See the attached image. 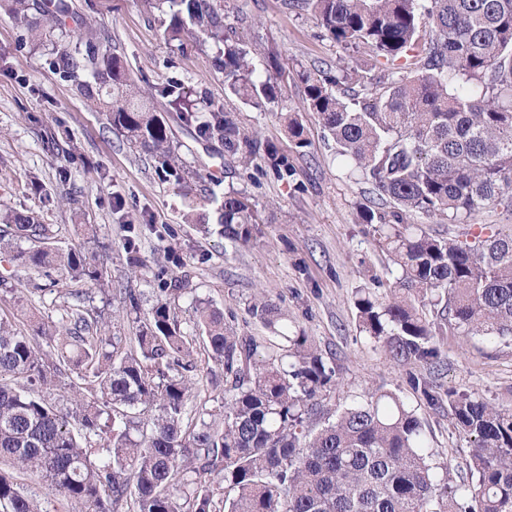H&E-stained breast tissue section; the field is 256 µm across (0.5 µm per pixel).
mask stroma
<instances>
[{
    "label": "stroma",
    "mask_w": 512,
    "mask_h": 512,
    "mask_svg": "<svg viewBox=\"0 0 512 512\" xmlns=\"http://www.w3.org/2000/svg\"><path fill=\"white\" fill-rule=\"evenodd\" d=\"M251 24L240 31L245 42L276 44L278 80L284 98L259 111L224 91V75L215 64L220 48L212 41L179 44L167 41L161 22L169 8L147 0H71L85 23L105 31L114 53L122 56L137 84L182 80L187 98L224 103L237 125L259 134L262 147L287 162L291 177L279 178L267 164L245 168L224 153L215 140L198 137L177 112L166 113L180 153L202 174L193 197H185L174 180L159 175L155 160L132 150L117 136L106 115L83 98L74 82L54 66L62 47H75L73 32L40 40L0 9V208L36 212L54 231L52 244L78 249L106 269L112 292L96 295L107 335L129 333L125 297L141 295V314L166 301V282L182 272L192 288L175 301L182 331L196 337V300L223 312L240 336L265 341L270 332L251 312L258 298L276 304L291 330L305 332L336 370L339 385L326 405L342 409L361 402L378 388L398 394L420 419L435 460L448 464L455 482L469 480L472 443L460 433L447 409H435L413 391L410 379L423 375L416 363L388 357L379 343L358 328L354 298L372 289L385 297L393 276L385 254L375 244L357 211L371 186L346 178L313 113L302 119L311 145L296 149L284 127L283 114L297 106L298 66L333 63L340 53L313 19L282 6V0H230ZM245 193L257 223L248 245L221 234L218 199L224 192ZM412 223L435 234L455 237L475 233L478 225L512 230V212L489 207L474 223L442 224L423 215ZM96 227L87 236L85 225ZM136 243L137 265L123 247ZM53 290L37 291L26 269L0 261V317L34 330L38 322L59 320L69 289L52 273ZM442 364L432 375L441 391L469 392L512 408V341L480 336L437 337ZM194 393L186 420L218 409L224 400V368L202 343L191 354Z\"/></svg>",
    "instance_id": "1"
}]
</instances>
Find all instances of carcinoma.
<instances>
[{
	"label": "carcinoma",
	"instance_id": "1",
	"mask_svg": "<svg viewBox=\"0 0 512 512\" xmlns=\"http://www.w3.org/2000/svg\"><path fill=\"white\" fill-rule=\"evenodd\" d=\"M165 34L179 42L210 39L224 46V88L263 109L282 87L260 73L256 58L276 61L269 44L237 36L229 0H166ZM311 15L343 55L327 67H300L299 106L286 114L297 148H307L299 113L311 112L351 172L372 185L359 218L397 271L390 297H356L359 328L393 360L435 367L434 337L448 330L490 340L512 338V233L491 224L472 240L432 234L409 217L471 224L487 206L512 212V0H284ZM61 22L68 0H11L21 25L46 38L37 17ZM83 49L59 52L67 78L90 73L77 90L99 104L112 129L185 194L201 179L184 164L172 131L153 107L160 97L196 124L197 135L224 144L248 167L259 157L258 134L242 130L224 104L208 99L205 118L182 83L139 87L129 81L103 32L80 28ZM224 236L246 244L256 218L242 192L221 204ZM0 252L17 266L99 291L105 273L85 252L47 246L52 230L37 216L0 215ZM26 239L28 249L11 240ZM58 323L29 334L0 318V512H44L12 473L28 470L80 512H512V409L468 393L411 385L448 413L471 440L469 499L449 468L437 469L414 411L394 393L375 389L332 415L324 401L336 371L303 333H292L267 300L252 313L273 333L261 344L238 336L205 302L197 326L211 357L224 366V402L209 420L184 423L193 382V339L171 308L131 319V335L108 336L87 289ZM436 311L428 318L427 309ZM49 350H44L40 340ZM69 383V407L56 405V377ZM323 425L309 428L312 418Z\"/></svg>",
	"mask_w": 512,
	"mask_h": 512
}]
</instances>
